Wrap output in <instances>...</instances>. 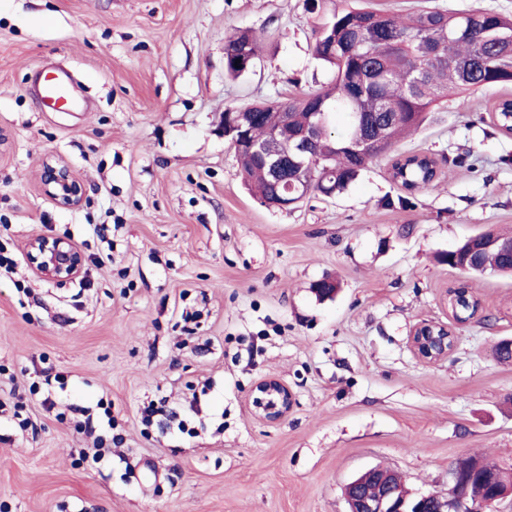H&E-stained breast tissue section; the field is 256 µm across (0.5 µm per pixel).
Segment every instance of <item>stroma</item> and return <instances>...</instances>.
I'll list each match as a JSON object with an SVG mask.
<instances>
[{
  "label": "stroma",
  "mask_w": 512,
  "mask_h": 512,
  "mask_svg": "<svg viewBox=\"0 0 512 512\" xmlns=\"http://www.w3.org/2000/svg\"><path fill=\"white\" fill-rule=\"evenodd\" d=\"M394 16L424 7L490 10L512 0H370ZM318 23L305 0H0V512H347L345 485L373 466L412 494L448 491L456 459L512 476V276H472L443 252L487 230L512 237V135L495 105L512 84L448 102L402 139L440 176L408 207L390 159L344 193L309 195L292 211L262 206L218 133L228 106L317 90ZM261 41L250 73L228 78L224 43ZM61 64L80 112H41L34 70ZM83 183L74 209L42 189L45 161ZM113 228L100 240L94 228ZM69 239L89 280L49 282L28 241ZM335 280V297L313 287ZM465 285L479 317L457 323L444 297ZM201 310L185 331L183 309ZM446 324L447 358L420 361L415 326ZM67 375L60 399L112 402L121 447L96 467L76 463L92 440L78 417L59 422L28 392L43 370ZM291 389L288 416L253 412L261 379ZM212 380L195 437L153 427L144 401L183 404ZM24 403L35 432L13 417Z\"/></svg>",
  "instance_id": "stroma-1"
}]
</instances>
